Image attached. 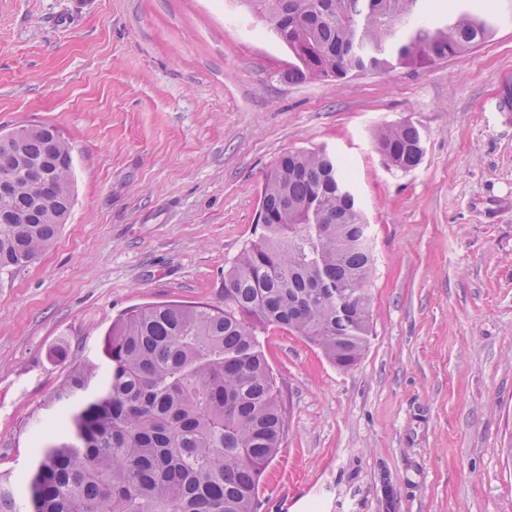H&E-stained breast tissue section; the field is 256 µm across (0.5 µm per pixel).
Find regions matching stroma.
<instances>
[{"instance_id":"1","label":"stroma","mask_w":512,"mask_h":512,"mask_svg":"<svg viewBox=\"0 0 512 512\" xmlns=\"http://www.w3.org/2000/svg\"><path fill=\"white\" fill-rule=\"evenodd\" d=\"M423 68L288 82L293 57L243 0H0V133L72 148L73 207L0 271V473L16 500L42 406L129 309L219 304L286 151L355 173L371 226L372 332L333 365L262 336L287 432L258 512H512V16ZM425 157L390 170L375 130ZM375 145L389 168L403 172L418 167L425 154L423 135L410 121L381 127Z\"/></svg>"}]
</instances>
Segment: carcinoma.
<instances>
[{
  "instance_id": "cac0c4a2",
  "label": "carcinoma",
  "mask_w": 512,
  "mask_h": 512,
  "mask_svg": "<svg viewBox=\"0 0 512 512\" xmlns=\"http://www.w3.org/2000/svg\"><path fill=\"white\" fill-rule=\"evenodd\" d=\"M294 62L290 82L435 64L494 33L491 9L459 0H246ZM408 172L425 148L410 121L375 136ZM0 147L15 185L0 195V270L38 258L72 207V156L49 126ZM53 180L56 199L33 187ZM256 240L224 270V305H145L112 323L49 404H61L28 476V512H258L260 478L286 422L260 336L275 327L352 367L372 328L374 257L354 185L323 151H289L266 174ZM0 474V512H14Z\"/></svg>"
}]
</instances>
